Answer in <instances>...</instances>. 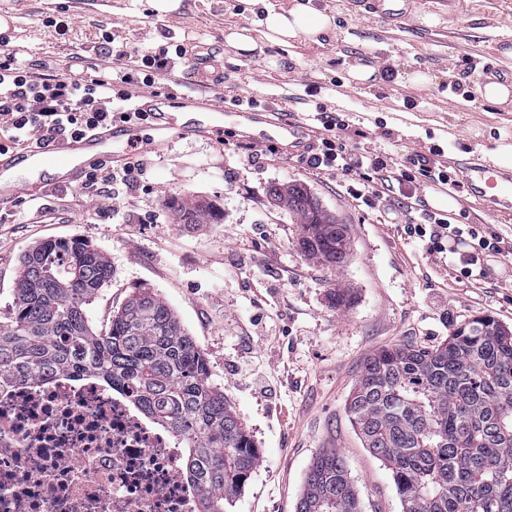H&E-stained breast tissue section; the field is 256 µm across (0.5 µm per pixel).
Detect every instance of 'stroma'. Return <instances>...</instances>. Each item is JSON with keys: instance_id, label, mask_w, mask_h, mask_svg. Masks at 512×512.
<instances>
[{"instance_id": "obj_1", "label": "stroma", "mask_w": 512, "mask_h": 512, "mask_svg": "<svg viewBox=\"0 0 512 512\" xmlns=\"http://www.w3.org/2000/svg\"><path fill=\"white\" fill-rule=\"evenodd\" d=\"M336 38L295 47L283 73L235 55L224 27L250 25L241 0H187L158 18L149 0H0V51L15 52L45 74L74 75L117 63L137 65L145 53H173L151 91L193 93L204 104L231 106L249 97L284 100L293 120L322 106L353 148L385 149L393 169L420 154L459 180L447 217L512 239V210L475 198L462 184L460 159L487 165L498 145H512V104L494 105L479 84L512 79V0H406L388 13L384 0H345ZM437 14L433 27L421 14ZM210 57L216 78L196 82L193 62ZM375 66L374 85L348 86L351 65ZM419 74L411 86L399 71ZM259 131L237 127L223 137L179 138L142 154L144 173L131 187L114 184L113 199L83 202L80 187L47 192L41 201L0 208V319L7 318L22 253L48 240L78 238L107 255L112 280L87 309L105 329L133 289L148 287L177 314L204 350L210 381L242 418L260 462L231 512H295L312 459L336 449L363 512H402L390 471L363 447L345 400L365 359L392 343L433 346L463 322L489 315L512 327V271L492 258L485 277L461 273L427 242L408 236L411 217L398 195L373 207L352 198L349 181L302 163L287 143L257 151ZM260 153L257 163L248 162ZM305 183L347 225V262L332 270L305 255L301 227L269 202V185ZM205 198L224 212L220 224L176 223L170 199ZM352 291L334 306L336 289ZM272 317L269 345L249 341V321ZM268 363L273 390L255 391L242 370L250 357Z\"/></svg>"}]
</instances>
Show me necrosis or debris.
Instances as JSON below:
<instances>
[{"mask_svg": "<svg viewBox=\"0 0 512 512\" xmlns=\"http://www.w3.org/2000/svg\"><path fill=\"white\" fill-rule=\"evenodd\" d=\"M183 440L74 372L0 387V512H196Z\"/></svg>", "mask_w": 512, "mask_h": 512, "instance_id": "necrosis-or-debris-1", "label": "necrosis or debris"}]
</instances>
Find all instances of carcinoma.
<instances>
[{"label":"carcinoma","mask_w":512,"mask_h":512,"mask_svg":"<svg viewBox=\"0 0 512 512\" xmlns=\"http://www.w3.org/2000/svg\"><path fill=\"white\" fill-rule=\"evenodd\" d=\"M301 225L304 251L337 269L349 253L319 200L301 184L273 185ZM183 224H219L214 204L172 202ZM112 278L89 243L56 240L19 261L8 322L0 323V383L84 372L133 398L182 436L198 512H226L260 455L236 410L209 382L204 351L171 307L136 288L97 332L87 308ZM345 411L363 445L391 472L403 512H512V329L490 316L438 345L383 346L369 355ZM296 512H361L341 456L328 448L306 473Z\"/></svg>","instance_id":"obj_1"}]
</instances>
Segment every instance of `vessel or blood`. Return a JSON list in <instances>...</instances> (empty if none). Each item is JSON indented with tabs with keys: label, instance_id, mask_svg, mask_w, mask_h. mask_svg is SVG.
Here are the masks:
<instances>
[{
	"label": "vessel or blood",
	"instance_id": "b4317fda",
	"mask_svg": "<svg viewBox=\"0 0 512 512\" xmlns=\"http://www.w3.org/2000/svg\"><path fill=\"white\" fill-rule=\"evenodd\" d=\"M281 103H268L264 111L227 109L215 106L208 112H184L174 116L165 112L155 116L146 127L147 143L171 144L177 137L205 131L223 133L225 126L262 125L268 143L281 140L299 145L306 130L304 123L284 118ZM135 141L133 126L115 123L85 133L75 140L48 139L28 149L0 152V205L16 202L30 194L28 184L16 181L14 174L27 168L49 174V186L64 187L80 183L86 174V159L109 164L129 159ZM476 197L495 202L512 198V175L491 167L474 170L467 177Z\"/></svg>",
	"mask_w": 512,
	"mask_h": 512
}]
</instances>
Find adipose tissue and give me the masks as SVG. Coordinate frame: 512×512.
I'll return each instance as SVG.
<instances>
[{
    "label": "adipose tissue",
    "mask_w": 512,
    "mask_h": 512,
    "mask_svg": "<svg viewBox=\"0 0 512 512\" xmlns=\"http://www.w3.org/2000/svg\"><path fill=\"white\" fill-rule=\"evenodd\" d=\"M255 20L251 27L228 26L224 41L238 56L262 59L267 70L282 68L280 58L266 55L269 46L294 47L298 43L324 45L336 34L340 6L317 0H246Z\"/></svg>",
    "instance_id": "adipose-tissue-1"
}]
</instances>
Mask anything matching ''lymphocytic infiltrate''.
<instances>
[{"label": "lymphocytic infiltrate", "instance_id": "f902f5d3", "mask_svg": "<svg viewBox=\"0 0 512 512\" xmlns=\"http://www.w3.org/2000/svg\"><path fill=\"white\" fill-rule=\"evenodd\" d=\"M134 81L133 72L123 67L97 69L79 78L40 74L19 62L15 53H1L0 150L21 143L37 144L50 135L72 137L116 119L139 126L150 123V113L128 90ZM306 164L350 177L355 183L352 196L370 205L393 190L413 198L423 178L441 185L452 182L448 173L435 169L426 156L410 159L407 167L395 172L390 170L385 152H355L332 134L322 138L318 152L309 155ZM142 172L143 163L138 159L119 169L98 166L88 173L83 188L88 196L107 197L113 184L134 185ZM413 233L428 238L433 253H447L449 242H459L457 259L468 275H484V258L503 252L502 237H486L476 227H462L431 212L422 214Z\"/></svg>", "mask_w": 512, "mask_h": 512}]
</instances>
